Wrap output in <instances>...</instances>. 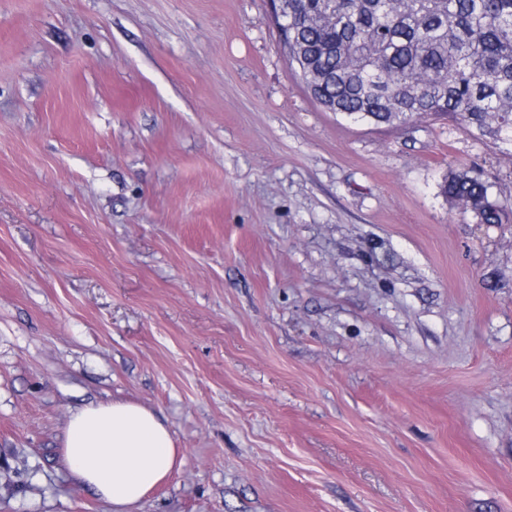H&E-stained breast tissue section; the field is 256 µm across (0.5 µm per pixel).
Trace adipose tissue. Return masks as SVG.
I'll use <instances>...</instances> for the list:
<instances>
[{"label": "adipose tissue", "instance_id": "adipose-tissue-1", "mask_svg": "<svg viewBox=\"0 0 512 512\" xmlns=\"http://www.w3.org/2000/svg\"><path fill=\"white\" fill-rule=\"evenodd\" d=\"M63 461L77 489L132 512L167 483L180 450L170 427L134 402L87 403L69 410L61 430Z\"/></svg>", "mask_w": 512, "mask_h": 512}]
</instances>
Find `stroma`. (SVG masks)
<instances>
[{"label": "stroma", "instance_id": "1", "mask_svg": "<svg viewBox=\"0 0 512 512\" xmlns=\"http://www.w3.org/2000/svg\"><path fill=\"white\" fill-rule=\"evenodd\" d=\"M112 400L182 450L133 512H512V146L325 111L268 0H0V512H112ZM489 188L488 183L479 176L458 171L448 174L441 192L454 205L474 212L480 224L493 227L502 224L503 213L502 208L490 200ZM60 449L76 488L107 502L114 512H131L167 483L180 463L170 427L155 411L134 402L70 409Z\"/></svg>", "mask_w": 512, "mask_h": 512}]
</instances>
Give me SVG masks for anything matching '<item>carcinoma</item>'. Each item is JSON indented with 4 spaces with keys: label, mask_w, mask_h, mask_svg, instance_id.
Segmentation results:
<instances>
[{
    "label": "carcinoma",
    "mask_w": 512,
    "mask_h": 512,
    "mask_svg": "<svg viewBox=\"0 0 512 512\" xmlns=\"http://www.w3.org/2000/svg\"><path fill=\"white\" fill-rule=\"evenodd\" d=\"M289 42L319 75L327 111L374 124L457 117L475 136L512 143V0H288ZM480 223H502L489 185L466 171L441 186Z\"/></svg>",
    "instance_id": "carcinoma-1"
}]
</instances>
